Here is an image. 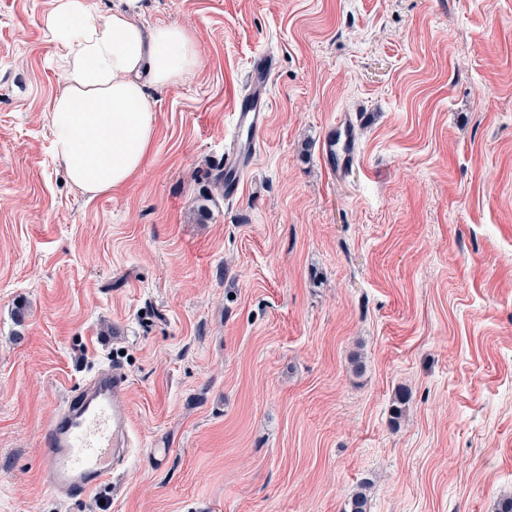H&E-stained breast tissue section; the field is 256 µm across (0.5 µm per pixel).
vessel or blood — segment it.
<instances>
[{
	"instance_id": "obj_1",
	"label": "vessel or blood",
	"mask_w": 512,
	"mask_h": 512,
	"mask_svg": "<svg viewBox=\"0 0 512 512\" xmlns=\"http://www.w3.org/2000/svg\"><path fill=\"white\" fill-rule=\"evenodd\" d=\"M273 58L257 55L243 92L232 102L235 134L224 147V192L234 197L258 156L269 122L268 84ZM351 122L326 128L321 154L336 173H347L354 161ZM127 387L125 373L116 367L102 370L85 386L73 390L65 406L50 419L44 431L40 457L42 478L57 491L78 498L103 485L119 457L129 446V409L121 396Z\"/></svg>"
}]
</instances>
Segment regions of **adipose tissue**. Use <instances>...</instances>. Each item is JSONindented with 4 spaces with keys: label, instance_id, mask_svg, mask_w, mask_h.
<instances>
[{
    "label": "adipose tissue",
    "instance_id": "1",
    "mask_svg": "<svg viewBox=\"0 0 512 512\" xmlns=\"http://www.w3.org/2000/svg\"><path fill=\"white\" fill-rule=\"evenodd\" d=\"M138 2L122 0L100 16L88 0H57L46 19L63 83L49 114L53 151L87 194L134 179L156 134L147 87L172 85L199 64L184 28L138 23Z\"/></svg>",
    "mask_w": 512,
    "mask_h": 512
}]
</instances>
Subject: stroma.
I'll use <instances>...</instances> for the list:
<instances>
[{
    "mask_svg": "<svg viewBox=\"0 0 512 512\" xmlns=\"http://www.w3.org/2000/svg\"><path fill=\"white\" fill-rule=\"evenodd\" d=\"M0 0V512H496L512 496V0H140L201 57L137 178L67 182L45 18ZM271 54L235 199L230 98ZM351 117L342 176L323 129ZM128 376V455L65 500L44 425ZM408 403L393 421L397 393Z\"/></svg>",
    "mask_w": 512,
    "mask_h": 512,
    "instance_id": "stroma-1",
    "label": "stroma"
}]
</instances>
